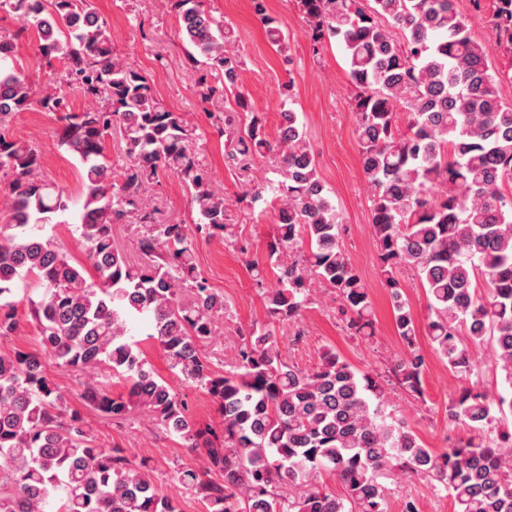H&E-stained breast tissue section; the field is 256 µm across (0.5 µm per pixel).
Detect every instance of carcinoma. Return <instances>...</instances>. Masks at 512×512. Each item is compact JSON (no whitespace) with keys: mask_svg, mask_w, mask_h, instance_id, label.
Returning a JSON list of instances; mask_svg holds the SVG:
<instances>
[{"mask_svg":"<svg viewBox=\"0 0 512 512\" xmlns=\"http://www.w3.org/2000/svg\"><path fill=\"white\" fill-rule=\"evenodd\" d=\"M252 2L271 43L288 52L265 0ZM296 2L314 44L333 37L344 46L372 234L404 353L385 378L332 348L312 370L288 360L275 326L299 323L312 284L336 295L352 336H372V303L343 248L345 219L318 177L297 113L280 112L272 140L261 117L237 132L226 112L217 133L227 137L228 160L245 168L272 153L282 180L241 196L256 202L269 191L275 204L267 265H250L268 322L243 330L234 369L214 373L205 348L226 307L224 293L197 272L187 225L139 206L141 188L168 171L188 190L196 234L233 235L224 192L196 159V127L119 59L107 22L87 0H0V10L33 20L41 52L63 65L54 87L36 100L14 39L0 36V124L34 102L60 114L59 146L82 166L77 230L95 272L40 234L58 223L68 199L42 177L40 151L0 128L9 213V223L0 224L1 340L18 328L14 284L32 280L43 288L38 299L27 298L41 350H0V512H178L144 466L95 442L52 379L53 367L123 378L126 394L114 396L108 382L92 380L83 399L114 420L145 411L165 433L205 449L203 469L178 475L204 512H387L380 478L412 476L447 491L455 512H512V431L492 434L512 414V105L495 89L509 73L488 65L455 0ZM171 7L193 48L189 66L204 98L230 96L245 109L231 30L204 0H171ZM493 30L511 55L512 0H496ZM63 84L92 106L70 111ZM114 130L126 158L118 169L107 154ZM131 216L148 227L136 241L147 258L139 266L112 241V225ZM403 269L425 290L432 351L469 377L475 365L468 342L488 337L505 387L495 398L463 387L448 404V420L466 425L470 436L441 451L424 446L396 416L387 391L393 381L424 397L427 358L398 279ZM270 274L276 285L266 289ZM144 314L151 316L146 336L169 369L215 399L221 428L192 420L147 366L127 331ZM323 472L336 476L341 492L318 483Z\"/></svg>","mask_w":512,"mask_h":512,"instance_id":"1","label":"carcinoma"}]
</instances>
